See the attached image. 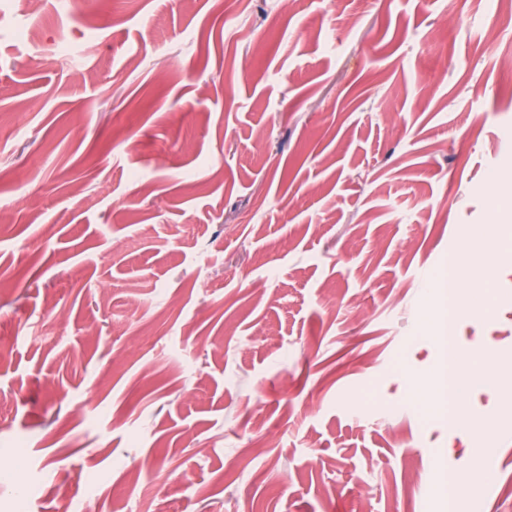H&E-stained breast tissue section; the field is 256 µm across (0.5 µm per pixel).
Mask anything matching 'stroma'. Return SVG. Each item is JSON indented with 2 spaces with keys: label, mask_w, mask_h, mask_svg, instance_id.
I'll list each match as a JSON object with an SVG mask.
<instances>
[{
  "label": "stroma",
  "mask_w": 512,
  "mask_h": 512,
  "mask_svg": "<svg viewBox=\"0 0 512 512\" xmlns=\"http://www.w3.org/2000/svg\"><path fill=\"white\" fill-rule=\"evenodd\" d=\"M498 0H0V512H512V22ZM24 443V458L13 455ZM148 468L151 478L129 481ZM448 365L442 369V387L438 395L427 401L428 410L448 418V424L462 425V432L470 438H478L485 432L482 423L468 420L463 412L465 397L476 388L495 390L500 376L491 368L469 369L462 372L459 359L452 348H448ZM493 448H475V467L466 472H456L448 477L436 489L437 497L444 503L448 512H476L482 497L485 479L488 476L486 460ZM466 487L465 495L455 492L456 486Z\"/></svg>",
  "instance_id": "1"
}]
</instances>
